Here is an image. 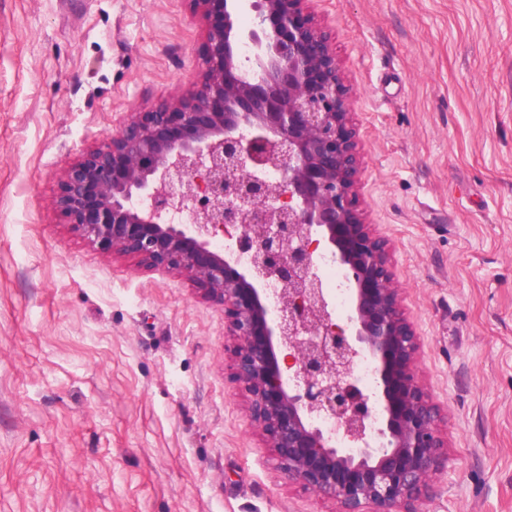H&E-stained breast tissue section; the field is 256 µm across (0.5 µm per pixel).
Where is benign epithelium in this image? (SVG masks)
Instances as JSON below:
<instances>
[{
  "label": "benign epithelium",
  "mask_w": 512,
  "mask_h": 512,
  "mask_svg": "<svg viewBox=\"0 0 512 512\" xmlns=\"http://www.w3.org/2000/svg\"><path fill=\"white\" fill-rule=\"evenodd\" d=\"M304 2L191 0L207 23L200 86L132 113L68 167L57 207L90 245L184 274L224 307L235 380L288 478L340 512H399L448 448L386 241L358 209L349 93ZM229 226L235 244L218 251ZM326 256L348 294L340 321ZM361 358L375 365L369 387Z\"/></svg>",
  "instance_id": "benign-epithelium-1"
}]
</instances>
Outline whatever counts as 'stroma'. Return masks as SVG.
Segmentation results:
<instances>
[{
  "mask_svg": "<svg viewBox=\"0 0 512 512\" xmlns=\"http://www.w3.org/2000/svg\"><path fill=\"white\" fill-rule=\"evenodd\" d=\"M349 90L448 467L417 512H512V0H308ZM189 0H0V512H339L288 479L224 309L89 245L64 170L203 79Z\"/></svg>",
  "mask_w": 512,
  "mask_h": 512,
  "instance_id": "obj_1",
  "label": "stroma"
}]
</instances>
